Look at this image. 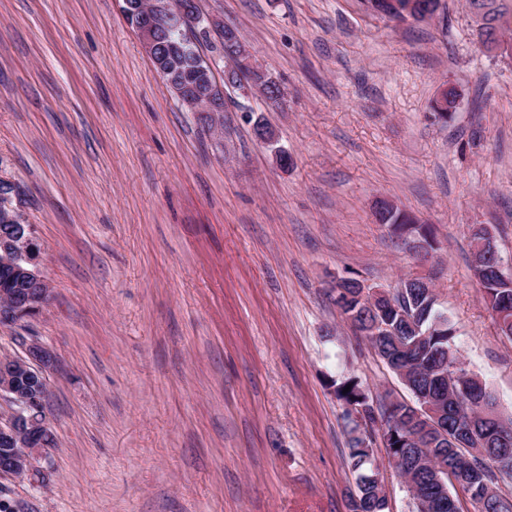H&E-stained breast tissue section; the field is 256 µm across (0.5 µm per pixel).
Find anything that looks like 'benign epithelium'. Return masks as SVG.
Returning a JSON list of instances; mask_svg holds the SVG:
<instances>
[{
    "instance_id": "7a95c632",
    "label": "benign epithelium",
    "mask_w": 512,
    "mask_h": 512,
    "mask_svg": "<svg viewBox=\"0 0 512 512\" xmlns=\"http://www.w3.org/2000/svg\"><path fill=\"white\" fill-rule=\"evenodd\" d=\"M124 13L137 31L148 56L156 63L180 101L198 112L211 125L224 116V87L215 78L216 67L205 58L197 62L198 73L190 81L172 76L175 53L167 45L168 32L182 25L194 27L202 22L197 7L183 0H123ZM224 51L243 62L253 72L262 75V67L251 62L236 32L226 27L223 33ZM12 197L0 193V211L5 214L6 226L0 227V271L15 285L14 292L0 296V326H12L22 319L42 312L49 301L50 286L37 267L39 253L33 226L12 210ZM476 278L488 273L509 283L512 271L502 259L490 263L487 242L477 244L473 256ZM359 298L364 306L377 312L379 300L389 295L382 288L359 283ZM56 354L48 346L31 341L26 357L0 358V396L13 405L4 424L0 423V477L23 478L35 471L39 454L47 447L49 425L43 410L47 391L46 374L56 368ZM473 411L458 417V426L473 432L483 422H501L497 407L484 397L472 405ZM490 466L500 478L512 476V457L491 456Z\"/></svg>"
}]
</instances>
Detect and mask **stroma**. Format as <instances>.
Returning a JSON list of instances; mask_svg holds the SVG:
<instances>
[{"mask_svg":"<svg viewBox=\"0 0 512 512\" xmlns=\"http://www.w3.org/2000/svg\"><path fill=\"white\" fill-rule=\"evenodd\" d=\"M200 7L285 106L228 85L213 130L123 0H0V178L52 290L0 327V356L35 337L59 359L56 444L37 475L0 479V512H349L352 421L331 380L411 398L337 307L350 277L432 280L468 369L512 417V341L468 233L488 225L512 265V56L482 47L466 0L420 22L366 0ZM446 85L460 99L444 123L431 105ZM380 199L432 225V257L377 222ZM372 448L386 512H414L381 434ZM224 53L227 52L233 59L243 61L254 73L263 75L265 72L262 67L252 63L246 49L242 46L236 32L229 27L224 28Z\"/></svg>","mask_w":512,"mask_h":512,"instance_id":"stroma-1","label":"stroma"}]
</instances>
